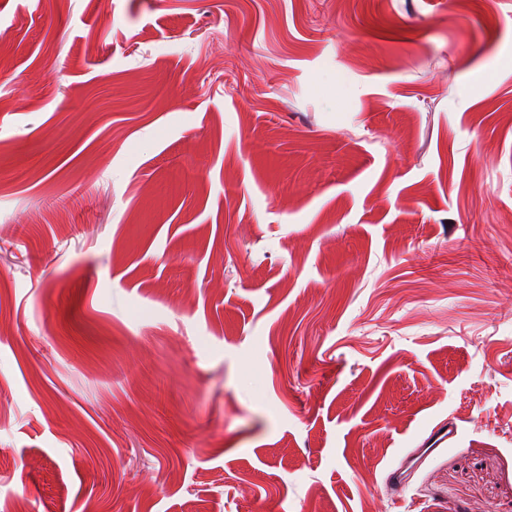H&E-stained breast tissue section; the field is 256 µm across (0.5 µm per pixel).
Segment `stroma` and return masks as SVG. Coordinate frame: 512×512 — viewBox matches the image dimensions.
I'll list each match as a JSON object with an SVG mask.
<instances>
[{"label":"stroma","mask_w":512,"mask_h":512,"mask_svg":"<svg viewBox=\"0 0 512 512\" xmlns=\"http://www.w3.org/2000/svg\"><path fill=\"white\" fill-rule=\"evenodd\" d=\"M0 63V512H512V0H0Z\"/></svg>","instance_id":"1"}]
</instances>
